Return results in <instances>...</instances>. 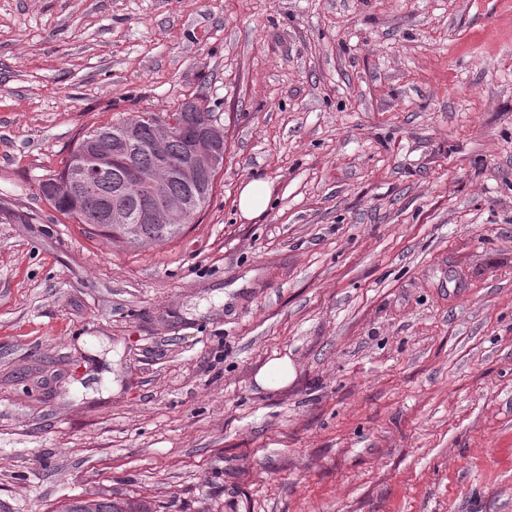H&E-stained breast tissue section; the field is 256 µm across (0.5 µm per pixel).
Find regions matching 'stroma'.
Masks as SVG:
<instances>
[{
  "mask_svg": "<svg viewBox=\"0 0 512 512\" xmlns=\"http://www.w3.org/2000/svg\"><path fill=\"white\" fill-rule=\"evenodd\" d=\"M194 97L224 169L172 242L42 196ZM73 495L512 512V0H0V512ZM269 191L263 179H252L244 183L238 197L239 211L244 218L250 219L266 210ZM293 376L294 366L289 358H274L260 370L256 382L263 389H273L288 384Z\"/></svg>",
  "mask_w": 512,
  "mask_h": 512,
  "instance_id": "stroma-1",
  "label": "stroma"
}]
</instances>
